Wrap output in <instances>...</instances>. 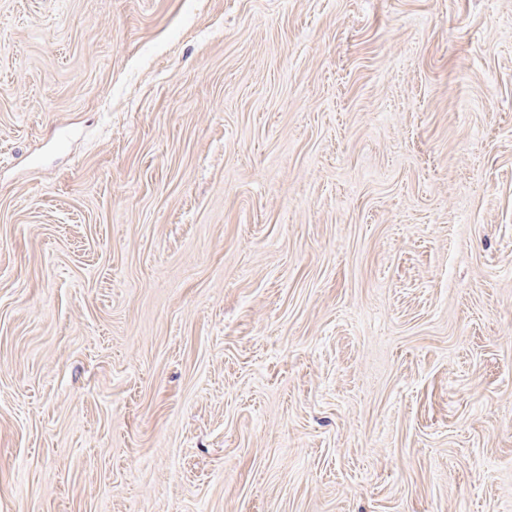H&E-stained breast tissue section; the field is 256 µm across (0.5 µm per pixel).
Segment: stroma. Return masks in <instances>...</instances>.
<instances>
[{
    "label": "stroma",
    "instance_id": "obj_1",
    "mask_svg": "<svg viewBox=\"0 0 512 512\" xmlns=\"http://www.w3.org/2000/svg\"><path fill=\"white\" fill-rule=\"evenodd\" d=\"M0 512H512V0H0Z\"/></svg>",
    "mask_w": 512,
    "mask_h": 512
}]
</instances>
